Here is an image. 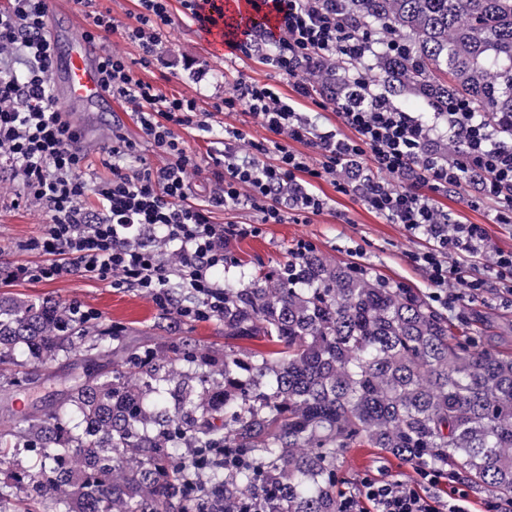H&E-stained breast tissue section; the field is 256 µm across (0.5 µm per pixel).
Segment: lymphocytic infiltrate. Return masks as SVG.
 Here are the masks:
<instances>
[{
	"label": "lymphocytic infiltrate",
	"instance_id": "f902f5d3",
	"mask_svg": "<svg viewBox=\"0 0 512 512\" xmlns=\"http://www.w3.org/2000/svg\"><path fill=\"white\" fill-rule=\"evenodd\" d=\"M140 7L129 36L142 51L138 65L145 67L169 22L168 0H140ZM277 7L278 33L254 29L239 53L266 49L274 68L295 76L324 59L340 55L359 60L371 50L369 41L349 35L335 11L319 0H277ZM48 14V0H8L0 8V163L18 180L16 205L39 203L50 218L45 232L25 244L26 251L43 255V263L1 265L4 280L51 282L80 274L116 288L137 289L159 308L175 309L182 319L218 316L224 311V288L212 272L224 264V245L232 238L258 235L260 225L215 224L212 210L245 204L261 213L260 224L281 223L288 209L313 214L326 204L313 191V180L345 170L372 210L403 225L409 236L428 240V248L414 260L434 288L433 301L452 310L462 298L481 297L496 281L500 304L512 307V251L488 253L482 225L457 223L434 204V193L459 186L463 175L477 174L483 178V196L497 204L496 223L512 224V144L496 143L493 129L475 123L467 109L447 115L448 134L461 143L457 158L450 161L428 151L430 126L377 94L367 79L355 80L342 105L344 122L356 133L352 139L317 131L274 88L238 79L222 102L224 109L248 107L278 139L256 144L245 154L228 149L215 158L225 174L217 191L198 204L191 200L188 178L197 160L176 133L193 125L195 101L164 95L136 78L125 55L107 49L98 65L103 87L132 105L144 141L165 162L160 167L145 163L128 174L126 164L138 157L141 143L119 133L104 149L111 178L92 183L82 174L79 136L54 107ZM291 140L314 142L317 164L290 151ZM367 154L376 174L355 166ZM396 178L403 187L393 186ZM90 195L103 210L95 220L84 206ZM158 231L177 243V264L167 263L149 245ZM471 261L481 262L479 275L470 273ZM174 278L187 288L192 304H174L167 289ZM419 473L428 492L398 480L365 478L340 494L338 512H472L466 491L437 495L442 470L423 467Z\"/></svg>",
	"mask_w": 512,
	"mask_h": 512
}]
</instances>
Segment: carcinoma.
Returning <instances> with one entry per match:
<instances>
[{"label":"carcinoma","instance_id":"cac0c4a2","mask_svg":"<svg viewBox=\"0 0 512 512\" xmlns=\"http://www.w3.org/2000/svg\"><path fill=\"white\" fill-rule=\"evenodd\" d=\"M399 46L374 55L383 89L437 114L464 101L512 141V0H325ZM338 64L311 72L336 86ZM224 336L263 348L204 352L169 336L122 348L52 299L0 297V365L53 390L17 415L21 380L0 382V512H337L345 449L453 466L512 497V357L456 340L419 295L308 252L224 281ZM71 371H51L56 361Z\"/></svg>","mask_w":512,"mask_h":512}]
</instances>
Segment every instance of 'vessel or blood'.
Listing matches in <instances>:
<instances>
[{"label": "vessel or blood", "instance_id": "obj_1", "mask_svg": "<svg viewBox=\"0 0 512 512\" xmlns=\"http://www.w3.org/2000/svg\"><path fill=\"white\" fill-rule=\"evenodd\" d=\"M223 13V18L210 25L205 34L216 48L228 51L254 28L274 31L280 24L275 0H224ZM51 84L54 105L60 112H84L112 103L99 81L95 48L75 31L65 52L53 55Z\"/></svg>", "mask_w": 512, "mask_h": 512}]
</instances>
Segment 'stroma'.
Instances as JSON below:
<instances>
[{"instance_id":"stroma-1","label":"stroma","mask_w":512,"mask_h":512,"mask_svg":"<svg viewBox=\"0 0 512 512\" xmlns=\"http://www.w3.org/2000/svg\"><path fill=\"white\" fill-rule=\"evenodd\" d=\"M111 10L114 30L107 46L117 49L128 58L141 56L137 43L126 39L124 31L134 25L139 11L138 0H106ZM170 22L162 29L163 46L148 67L136 68L137 77L162 92L176 94L197 103L199 124L179 129L185 148L195 155L198 163L190 178L197 199H205L219 180V169L212 161L214 154L224 148V133L241 132L239 149L249 150L251 143L265 142L273 137L261 121L244 107L217 111L236 78L274 87L282 96L294 97L295 81L285 77L268 63L263 53L234 60L217 56L201 35L183 0H169ZM298 110L316 129L335 131L339 137L354 138L329 95L319 94L300 100ZM85 172L94 180L110 178L111 171L102 162V148L110 144L113 132L124 133L129 139L141 142V154L154 166L164 159L143 145V134L131 110L120 112H85ZM341 176L329 175L315 181L314 190L327 204L323 210L300 218H287L279 224H265L259 211L240 206L232 210H213L211 220L216 224H260L257 236L234 238L227 242V260L223 268L213 273L216 281L236 276L240 271L268 272L282 266L296 249L298 242L311 244L314 252L332 263L366 268L382 278L430 296L432 286L425 272L413 257L425 250L427 241L409 237L402 225L376 213L354 191L340 187ZM17 181L9 168H0V262L39 263L42 255L26 251L24 244L42 233L48 216L37 205L15 208L12 198ZM474 184L463 181L460 186L435 194L440 209L454 213L463 224L484 225L491 244L501 250H512V226L493 220L491 204L478 201ZM0 296L15 298H50L80 305L82 310L97 318H107L126 328V341L133 346H159L166 330L196 341L204 350H224L235 347V340L226 338L219 318L200 321H179L170 318L169 329L156 327L158 307L140 291L117 289L110 283L72 275L52 282L0 280ZM495 289H488L484 298L465 300L448 314V322L461 339L479 341L500 354L512 356V309L499 305ZM365 477L402 480L412 485L422 479L415 467L399 461L378 448L366 446L346 449L340 460L341 490L352 489Z\"/></svg>"}]
</instances>
